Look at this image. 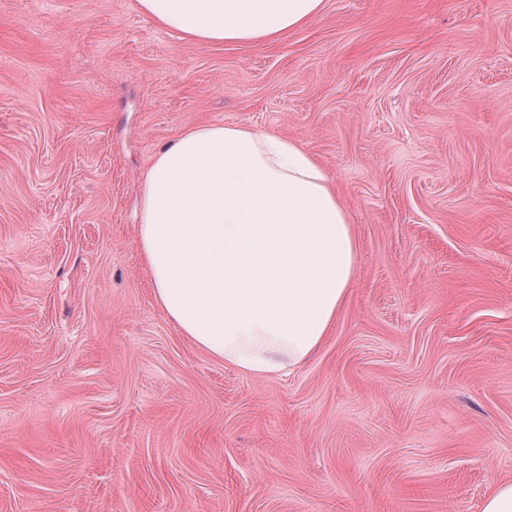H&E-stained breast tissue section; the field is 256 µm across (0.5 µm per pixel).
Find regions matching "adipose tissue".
Listing matches in <instances>:
<instances>
[{"mask_svg":"<svg viewBox=\"0 0 512 512\" xmlns=\"http://www.w3.org/2000/svg\"><path fill=\"white\" fill-rule=\"evenodd\" d=\"M325 0H137L194 41H272ZM139 246L183 334L248 375L304 363L336 322L358 245L332 178L298 140L236 125L188 129L140 180Z\"/></svg>","mask_w":512,"mask_h":512,"instance_id":"1","label":"adipose tissue"}]
</instances>
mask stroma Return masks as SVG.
Listing matches in <instances>:
<instances>
[{"label": "stroma", "mask_w": 512, "mask_h": 512, "mask_svg": "<svg viewBox=\"0 0 512 512\" xmlns=\"http://www.w3.org/2000/svg\"><path fill=\"white\" fill-rule=\"evenodd\" d=\"M301 141L358 265L253 376L184 336L139 250L182 131ZM512 481V0H325L209 43L137 0H0V512H483Z\"/></svg>", "instance_id": "obj_1"}]
</instances>
